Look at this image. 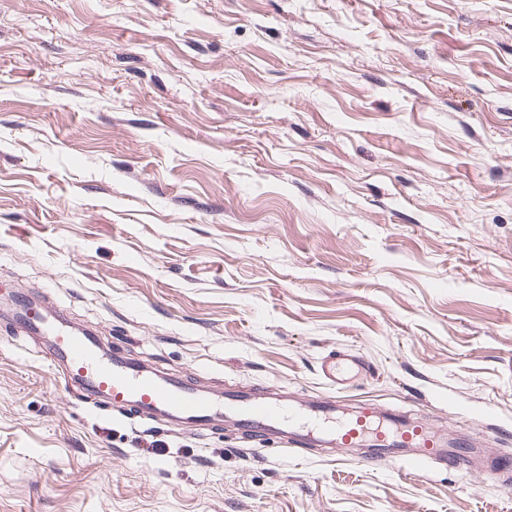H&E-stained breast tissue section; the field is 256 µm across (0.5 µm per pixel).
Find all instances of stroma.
Returning <instances> with one entry per match:
<instances>
[{"label":"stroma","mask_w":512,"mask_h":512,"mask_svg":"<svg viewBox=\"0 0 512 512\" xmlns=\"http://www.w3.org/2000/svg\"><path fill=\"white\" fill-rule=\"evenodd\" d=\"M203 387L512 457V0H0V296ZM371 365L333 391L329 352ZM129 422L0 306V512H512L502 477Z\"/></svg>","instance_id":"1"}]
</instances>
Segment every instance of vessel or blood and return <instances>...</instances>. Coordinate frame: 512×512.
<instances>
[{"label": "vessel or blood", "instance_id": "b4317fda", "mask_svg": "<svg viewBox=\"0 0 512 512\" xmlns=\"http://www.w3.org/2000/svg\"><path fill=\"white\" fill-rule=\"evenodd\" d=\"M15 323L25 334L48 335V353L60 366L66 388L123 412L198 429L228 420L246 435L276 438L295 448H362L364 465L376 463L389 448L401 453L403 470L412 476L427 473L436 463L472 465L462 453L469 440L443 438L396 407L362 402L343 411L339 400L330 397L286 399L264 389L214 393L109 353L95 336L71 325L63 315L37 313L29 303L19 302ZM320 369L338 385L370 371L365 359L348 351L329 354Z\"/></svg>", "mask_w": 512, "mask_h": 512}]
</instances>
